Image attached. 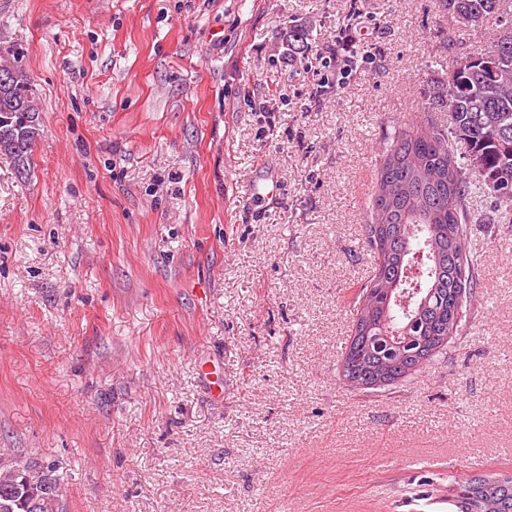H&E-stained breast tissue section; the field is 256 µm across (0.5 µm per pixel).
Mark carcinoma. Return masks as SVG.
<instances>
[{
    "label": "carcinoma",
    "instance_id": "1",
    "mask_svg": "<svg viewBox=\"0 0 512 512\" xmlns=\"http://www.w3.org/2000/svg\"><path fill=\"white\" fill-rule=\"evenodd\" d=\"M465 29L490 16L500 29L488 49L460 61L450 80L427 85L426 105L448 123L396 129L384 138L371 222L363 234L377 254L359 294L342 361L349 386L405 380L459 335L476 285L467 251L469 199H494L489 223L512 216V13L507 0H443ZM39 110L30 76L0 65V154L30 167ZM465 146L456 158L455 145ZM63 477L52 462H0V512H63ZM460 512H512V474L472 478Z\"/></svg>",
    "mask_w": 512,
    "mask_h": 512
}]
</instances>
